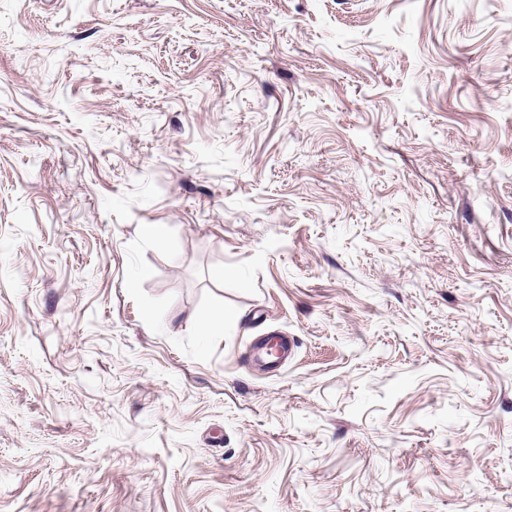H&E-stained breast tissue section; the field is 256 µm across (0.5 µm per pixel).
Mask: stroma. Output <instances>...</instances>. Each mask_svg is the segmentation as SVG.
Masks as SVG:
<instances>
[{
  "mask_svg": "<svg viewBox=\"0 0 512 512\" xmlns=\"http://www.w3.org/2000/svg\"><path fill=\"white\" fill-rule=\"evenodd\" d=\"M0 512H512V0H0ZM271 342H259L254 346L250 363L261 366H272L289 354L292 349V343L288 338L275 339V350L273 353L269 350Z\"/></svg>",
  "mask_w": 512,
  "mask_h": 512,
  "instance_id": "1",
  "label": "stroma"
}]
</instances>
